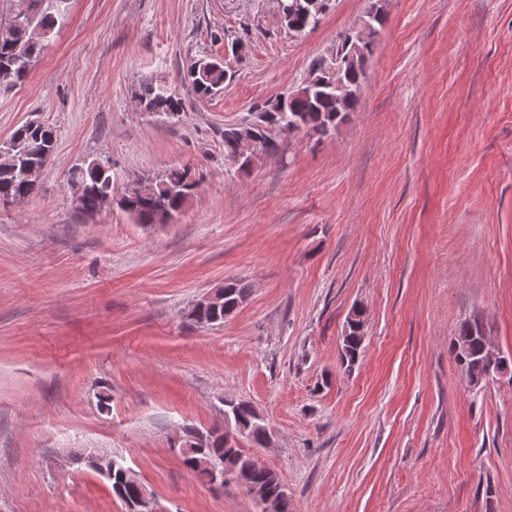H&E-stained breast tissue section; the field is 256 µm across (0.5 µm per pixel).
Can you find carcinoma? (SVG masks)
<instances>
[{"mask_svg":"<svg viewBox=\"0 0 512 512\" xmlns=\"http://www.w3.org/2000/svg\"><path fill=\"white\" fill-rule=\"evenodd\" d=\"M70 0H59L56 5L43 3V0H11L7 18L0 20V64L11 69L17 84H22L33 67L35 58L44 43L33 39L30 25L54 34L68 20ZM377 13L373 27L360 43L361 54L344 71L345 81L353 86V92L339 100L330 87V75L324 56L317 57L311 64L304 85L280 93L255 108L252 119L246 126L253 129L260 147L268 154L275 153L279 144L275 134H284L295 127L309 134L324 137L336 130L358 104L359 87L367 78L368 63L381 29L386 23V3L383 0H368L365 15ZM187 80L193 94L208 98L224 90L231 81L218 59L201 57L194 61L187 72ZM138 101L144 108L161 119L174 115L178 118L186 112L185 99L165 84L145 77L139 83ZM242 126L224 128V160L232 161L238 154V132ZM54 131L45 124L35 127L22 125L9 140L0 142V200L3 198L30 197L38 187L29 184L22 176V168L28 163L44 161V151L54 147ZM70 175L83 181L85 196L83 212L94 214L106 205L107 196L112 194V167H105L94 161L74 167ZM142 192L136 197L119 200V207L142 225L161 223L164 214H179L195 194L200 181L188 168L170 167L154 177L141 179ZM251 285L241 277L224 280V304L206 313L190 316V319L203 326H221L247 301ZM465 341L467 348L453 347L455 358L462 370L474 381H481L489 371L490 363L484 349V330L474 320L461 325L456 341ZM364 329L362 322H349L347 341L342 343L341 361L352 368L363 349ZM224 412L232 417L235 436L226 432H205L209 447L199 448L195 441L199 431L190 430L184 442H193V447L179 448L185 467L193 470L206 484H213L212 473L196 464L200 453L209 455L219 464L231 465L240 478L249 484L267 487L274 494L272 512H291L290 498L279 491L282 485L278 474L271 468L255 462L252 455L237 444L236 438H243L253 448L265 447L267 426L254 415L253 406L243 400H229L224 403ZM126 466L122 461L113 460V469L105 474L113 495L121 502H132L139 494L134 484L122 482Z\"/></svg>","mask_w":512,"mask_h":512,"instance_id":"obj_1","label":"carcinoma"}]
</instances>
